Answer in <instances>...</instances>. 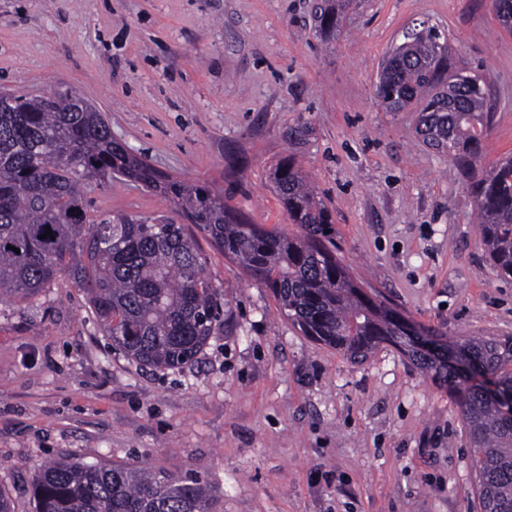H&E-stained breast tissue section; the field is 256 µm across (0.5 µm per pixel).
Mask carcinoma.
I'll use <instances>...</instances> for the list:
<instances>
[{
	"label": "carcinoma",
	"mask_w": 512,
	"mask_h": 512,
	"mask_svg": "<svg viewBox=\"0 0 512 512\" xmlns=\"http://www.w3.org/2000/svg\"><path fill=\"white\" fill-rule=\"evenodd\" d=\"M357 0H323L318 27L332 33ZM512 31V0H493ZM433 26L394 46L380 64L375 95L388 112L420 107L418 134L466 175L493 269L512 278V158L483 165L494 112L484 75L450 65ZM116 176L172 201L186 224L270 288L302 335L358 364L391 346L448 385L468 435L481 512H512V416L489 386L512 393V337L461 336L472 362L467 383L441 354L426 351L400 312L365 291L336 256L331 214L293 157L271 170L276 193L298 231L287 235L229 206L205 183L154 168L112 139L106 116L70 90L0 103V295L27 298L64 275L86 294L112 347L153 369L197 362L225 325L222 292L185 224L165 218L90 215L86 194ZM52 236L43 237L46 229ZM35 512H209L204 485L191 478L66 459L32 477Z\"/></svg>",
	"instance_id": "cac0c4a2"
}]
</instances>
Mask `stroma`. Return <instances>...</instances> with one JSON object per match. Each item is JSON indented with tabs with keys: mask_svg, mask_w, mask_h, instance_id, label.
Wrapping results in <instances>:
<instances>
[{
	"mask_svg": "<svg viewBox=\"0 0 512 512\" xmlns=\"http://www.w3.org/2000/svg\"><path fill=\"white\" fill-rule=\"evenodd\" d=\"M319 2L0 0V90H71L159 170L290 234L269 170L295 156L355 280L445 340L511 337L512 279L485 256L459 172L375 84L403 30L428 21L460 66L493 78L495 163L512 154V32L492 0H360L324 36ZM300 123L309 134L291 144ZM87 200L94 216L181 220L120 180ZM196 242L229 322L183 369L113 350L67 277L0 296V489L14 512H34L28 481L49 457L197 478L210 512H479L445 387L391 347L353 364L302 336L269 288Z\"/></svg>",
	"mask_w": 512,
	"mask_h": 512,
	"instance_id": "stroma-1",
	"label": "stroma"
}]
</instances>
